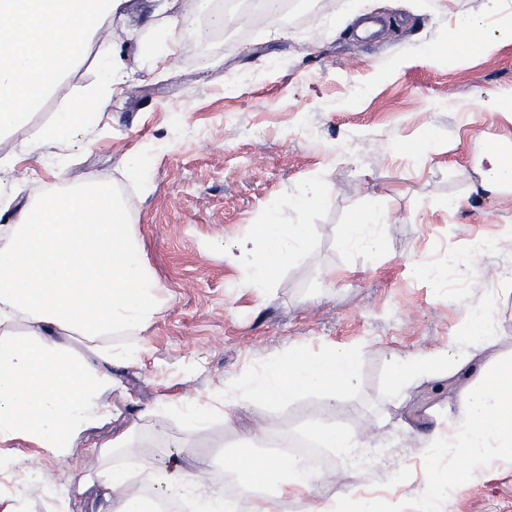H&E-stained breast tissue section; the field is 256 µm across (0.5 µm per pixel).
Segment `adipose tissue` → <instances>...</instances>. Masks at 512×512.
<instances>
[{"label": "adipose tissue", "mask_w": 512, "mask_h": 512, "mask_svg": "<svg viewBox=\"0 0 512 512\" xmlns=\"http://www.w3.org/2000/svg\"><path fill=\"white\" fill-rule=\"evenodd\" d=\"M126 0H0V136L23 123L47 92L60 94L63 110L32 141L37 161L55 160L61 188L20 207L13 221L0 225V478L10 479L20 465L3 446L17 439L41 448L61 464L66 491L55 512H70L73 495L98 486V512H143L142 497L129 479L144 469L141 449L130 435L104 443V463L94 473L78 474L67 465L82 435L109 415L112 367L138 365L143 334L160 317L167 293L151 268L128 204L132 194L151 189L140 154L126 158L124 188L93 177L67 181L73 134L97 124L123 81L120 46L98 43L99 33L123 17ZM506 0H486L484 15L469 18L448 41L449 56H466L512 42V21L490 30L487 16L502 12ZM223 28L217 0H194L192 13L150 23L133 34L146 69L175 59L186 34L198 33V20ZM97 44L96 81L84 88L64 85L90 44ZM485 191L512 184V155L479 146ZM308 244L305 225L258 224L250 236L224 249L225 263L244 268L248 286L265 288ZM504 330L495 300L467 309L464 327L444 349L395 358L388 397L405 394L414 382L440 379L469 365L476 342L496 344ZM357 353L328 347L313 353L292 346L258 375L225 385L209 401L182 397L168 408L193 423L215 414L230 416L249 402H285L316 391L339 401L355 386ZM428 461L444 457L447 471L426 477L419 497L436 502L476 482L496 460L512 456V358L481 366L462 392L460 408L447 427L421 435ZM120 455L125 469L111 463ZM209 462L174 467L158 475L170 496L191 500L195 512H235L238 491L266 487L253 512H275L288 496L309 494L295 457L226 459L235 480L230 494L208 480ZM309 512H405L402 498H380L352 488L336 504L320 503Z\"/></svg>", "instance_id": "ef3b65f1"}]
</instances>
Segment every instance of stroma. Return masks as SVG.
<instances>
[{
    "label": "stroma",
    "instance_id": "obj_1",
    "mask_svg": "<svg viewBox=\"0 0 512 512\" xmlns=\"http://www.w3.org/2000/svg\"><path fill=\"white\" fill-rule=\"evenodd\" d=\"M163 2L171 17L190 8V0H128L108 33L124 48L126 80L99 125L74 138L68 176L119 186L126 156L144 151L152 191L131 198L130 210L169 301L143 335L141 364L113 369L110 417L85 433L72 467L97 468L100 445L134 424V443L155 466L189 450L224 485V458L244 437L308 436L326 399L309 392L255 403L204 425L161 405L258 374L290 345L314 353L336 345L358 353L338 426L366 431L387 454L361 473L331 464L310 498L337 501L354 485L384 496L398 470L411 473L400 491L413 495L425 468L416 434L456 414L469 377L421 380L390 399L392 361L447 347L465 309L512 274V186L482 197L476 156L480 144L512 150V118L493 98L512 89V43L444 56L449 30L483 13L485 0H315L288 19V41L272 39L267 16L243 14L207 37L186 36L176 60L148 75L127 33L144 31ZM61 110L59 96L46 95L0 138V155L15 161V205L56 181L53 162H35L28 148ZM316 172L330 189L309 203L300 188ZM371 211L388 217L382 247L343 246ZM271 219L307 225L309 242L261 295L225 264L224 246ZM479 240L493 249L467 271L442 285L426 275L427 264ZM148 407L157 415L143 417ZM307 499L283 500L280 512H305ZM437 512H512V462Z\"/></svg>",
    "mask_w": 512,
    "mask_h": 512
}]
</instances>
